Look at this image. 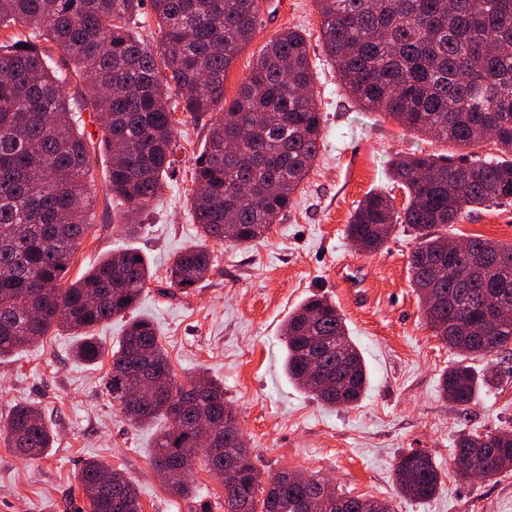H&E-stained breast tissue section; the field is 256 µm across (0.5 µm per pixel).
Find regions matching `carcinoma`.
<instances>
[{
  "label": "carcinoma",
  "instance_id": "carcinoma-1",
  "mask_svg": "<svg viewBox=\"0 0 512 512\" xmlns=\"http://www.w3.org/2000/svg\"><path fill=\"white\" fill-rule=\"evenodd\" d=\"M150 2L159 37L150 44L133 24ZM321 17L326 61L346 92L368 110L459 146L494 133L503 157L478 162L435 155L400 156L391 180L405 191L368 194L355 209L347 235L362 251L381 249L396 225L415 235L411 281L435 332L461 360L443 376L445 398L460 407L479 383L470 357L507 351L512 318L485 326L492 299L512 302V243L467 239L465 254L448 253V225L473 210L512 201V0H314ZM264 0H0V29H18L0 44V357L38 343L56 326L76 337L74 358L95 363L102 347L93 331L114 318L125 329L111 352L105 387L137 427L162 421L152 465L190 473L233 465L224 487V512H304L309 497L345 501L362 512L363 497L336 492L323 478L283 470L262 478L224 386L179 382L154 324L133 315L151 278L146 259L125 247L104 256L82 277L63 285L71 257L91 228L98 177L124 205L127 236L161 196L175 164L177 124L170 91L182 111L200 120L219 113L195 158L191 211L200 240L173 259L167 287L186 293L214 266L207 242L248 245L268 236L308 177L322 138V112L305 36L284 30L261 49L236 98L224 99V78L238 52L262 23ZM61 52L55 60L49 46ZM75 97L65 94L72 81ZM99 122L94 139L81 112ZM103 150L106 165L98 164ZM288 378L331 407L356 403L367 370L336 303L313 295L283 325ZM316 352L323 383L304 375V352ZM212 423L214 439L197 441V420ZM0 436L15 453L36 459L55 433L42 413L16 406L0 419ZM483 436H462L457 473ZM105 464L85 461L80 483L90 512H142L131 480L104 479ZM481 479L512 469V429L493 433ZM395 480L414 501L432 498L441 475L422 451L402 454ZM262 500H257V495Z\"/></svg>",
  "mask_w": 512,
  "mask_h": 512
}]
</instances>
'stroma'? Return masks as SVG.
Listing matches in <instances>:
<instances>
[{
    "label": "stroma",
    "mask_w": 512,
    "mask_h": 512,
    "mask_svg": "<svg viewBox=\"0 0 512 512\" xmlns=\"http://www.w3.org/2000/svg\"><path fill=\"white\" fill-rule=\"evenodd\" d=\"M270 8L262 26L228 69L224 97L233 100L261 47L278 32L302 30L316 73L314 92L324 116L323 139L313 167L267 239L213 246L214 267L188 293L168 290L167 268L183 247L197 243L190 211L194 159L209 135L208 121L177 112L176 169L143 222L127 239L121 206L98 189L92 231L72 257L68 279L107 253L131 246L151 265L137 312L150 318L178 380L203 372L224 386V399L263 473L285 469L333 479L343 492L390 502L395 512H512V470L492 480H465L454 469L458 438L512 428V358L474 359V372L492 365L499 380L479 387L467 410L446 401L439 384L458 356L435 337L410 282V229L397 227L377 253L358 252L345 229L359 201L387 192L396 206L404 192L389 179L400 154L473 161L499 156L496 143L461 147L369 111L341 87L319 40L314 0H288ZM449 237H484L512 243V205H492L449 225ZM362 268V295L341 277L343 266ZM327 296L342 312L369 372L361 400L330 408L291 382L284 370L282 326L305 299ZM115 320L97 328L105 348L98 363L72 357L74 338L52 329L17 354L0 359V416L20 403L41 409L55 443L36 460L19 457L0 438V512H81L86 501L79 474L97 458L136 483L143 512H196L198 501L174 495L150 464L154 431L132 427L107 394L110 348L122 334ZM427 452L442 485L426 501L404 497L395 464L406 451Z\"/></svg>",
    "instance_id": "35a3bbf8"
}]
</instances>
